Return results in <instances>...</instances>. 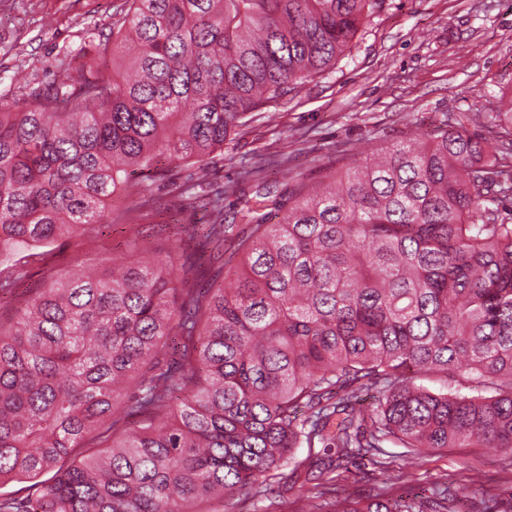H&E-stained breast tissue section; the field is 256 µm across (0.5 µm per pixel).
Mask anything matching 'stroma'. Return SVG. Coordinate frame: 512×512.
<instances>
[{
  "mask_svg": "<svg viewBox=\"0 0 512 512\" xmlns=\"http://www.w3.org/2000/svg\"><path fill=\"white\" fill-rule=\"evenodd\" d=\"M124 0H0V104L31 92L53 91L61 81L87 77L96 40L110 36ZM512 108V0H383L369 23L335 66L291 89L224 143L209 166L212 186L224 187V214H240V200L252 194L242 181V161H264L265 176L280 192L297 184L333 181L353 163L414 136L429 140L449 114L467 117L472 134L492 136L495 113ZM158 207L138 210L124 193L112 197L113 210H137V229L116 224L100 236L64 238L44 247L42 261L15 294L0 300V322L13 318L38 288L43 269L64 273L76 264L108 258L133 261L167 249V227L180 223V245L199 251L193 224L203 210L192 198L178 201L175 186H192L193 166L160 161L154 172L135 171ZM388 467L366 460L303 483L284 463L268 479L269 494L248 492L225 498L224 512H297L325 499L369 498L389 487H451L471 503L512 494V456L487 448L429 450L417 459L387 446Z\"/></svg>",
  "mask_w": 512,
  "mask_h": 512,
  "instance_id": "1",
  "label": "stroma"
}]
</instances>
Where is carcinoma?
<instances>
[{
  "label": "carcinoma",
  "instance_id": "carcinoma-1",
  "mask_svg": "<svg viewBox=\"0 0 512 512\" xmlns=\"http://www.w3.org/2000/svg\"><path fill=\"white\" fill-rule=\"evenodd\" d=\"M378 0H125L96 44L111 75L0 107V292L30 249L82 237L131 170L209 158L260 106L332 68ZM243 169L270 212L247 234L209 198L213 272L190 281L177 243L146 264L48 271L0 325V481L32 484L0 512H219L264 497L292 458L384 445L512 455V113L493 139L461 121L396 143L333 185L283 196ZM234 279L233 287L217 288ZM464 372L490 396L433 392L418 373ZM363 389L375 408L356 406ZM135 427L129 428V421ZM217 506H212V503ZM317 512H485L450 488L382 490Z\"/></svg>",
  "mask_w": 512,
  "mask_h": 512
}]
</instances>
